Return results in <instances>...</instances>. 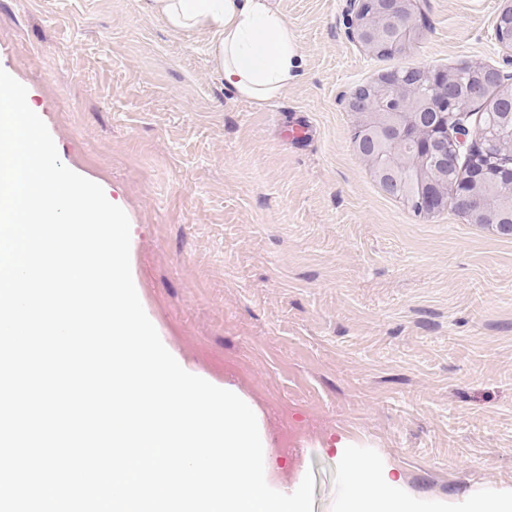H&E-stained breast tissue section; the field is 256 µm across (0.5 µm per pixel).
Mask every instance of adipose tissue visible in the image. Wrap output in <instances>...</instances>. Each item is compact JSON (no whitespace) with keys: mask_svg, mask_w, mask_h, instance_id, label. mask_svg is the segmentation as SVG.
<instances>
[{"mask_svg":"<svg viewBox=\"0 0 512 512\" xmlns=\"http://www.w3.org/2000/svg\"><path fill=\"white\" fill-rule=\"evenodd\" d=\"M145 9L173 30L210 34L213 66L242 99L267 103L298 76L294 34L268 0H147ZM337 461L351 487L339 512H423L372 457L341 450Z\"/></svg>","mask_w":512,"mask_h":512,"instance_id":"ef3b65f1","label":"adipose tissue"}]
</instances>
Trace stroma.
<instances>
[{
    "label": "stroma",
    "mask_w": 512,
    "mask_h": 512,
    "mask_svg": "<svg viewBox=\"0 0 512 512\" xmlns=\"http://www.w3.org/2000/svg\"><path fill=\"white\" fill-rule=\"evenodd\" d=\"M299 75L264 106L209 37L139 0H0V69L60 157L120 200L131 272L162 343L258 412L279 482L349 492L335 444L392 467L428 512L512 489V236L455 208L415 216L352 146L354 88L478 61L512 83L505 0H417L421 37L377 58L349 0H269ZM309 124L306 142L289 138Z\"/></svg>",
    "instance_id": "obj_1"
}]
</instances>
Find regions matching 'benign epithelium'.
Masks as SVG:
<instances>
[{
    "label": "benign epithelium",
    "instance_id": "1",
    "mask_svg": "<svg viewBox=\"0 0 512 512\" xmlns=\"http://www.w3.org/2000/svg\"><path fill=\"white\" fill-rule=\"evenodd\" d=\"M349 23L370 52L377 50L391 31L400 30L414 40L420 34L415 0H350ZM425 77L434 88L429 98L418 97L414 85L397 82L388 73L351 92L355 150L386 193L399 198L417 195L423 218L448 207V172L457 168L461 150H466L469 171L455 187L461 213L474 224H487L500 235L512 236V220L494 223L480 200L490 183L512 193V121L470 128L462 119L464 111L481 101L494 83L501 85V99L512 108V85L502 84L499 71L491 68L461 96L451 75L429 69ZM388 85L395 93L386 101L377 90ZM406 140L414 141L416 150L399 149Z\"/></svg>",
    "mask_w": 512,
    "mask_h": 512
}]
</instances>
